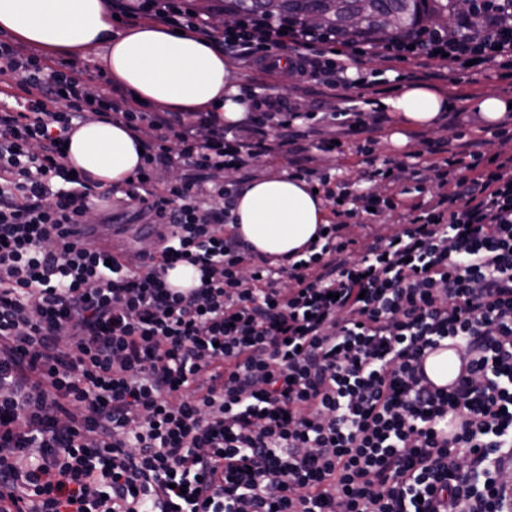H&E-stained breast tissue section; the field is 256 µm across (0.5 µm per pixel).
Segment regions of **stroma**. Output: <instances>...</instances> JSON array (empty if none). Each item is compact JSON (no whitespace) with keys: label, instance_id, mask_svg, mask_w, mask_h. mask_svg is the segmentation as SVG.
Masks as SVG:
<instances>
[{"label":"stroma","instance_id":"stroma-1","mask_svg":"<svg viewBox=\"0 0 512 512\" xmlns=\"http://www.w3.org/2000/svg\"><path fill=\"white\" fill-rule=\"evenodd\" d=\"M364 77L375 78L377 85L372 90H362L366 98L367 112L378 111L381 99L395 95L410 85L407 73H414L421 83L435 87L448 96L467 100L470 97L485 94L512 95V69H486L475 67L465 72L462 82L453 86L448 84L443 71L437 68L412 67L402 62L396 72H389L379 59H364L356 64ZM234 75L244 89L261 88L264 96L271 100L296 108L307 113L303 122V135L298 138V147L304 148L312 159V167L319 173L337 179L345 177L358 178L362 173L381 167L384 159L391 158L402 161L407 166L406 175L409 181L423 177L421 166L417 165L415 156L419 153H432L434 159L447 157L448 153H460L461 140L482 139L481 124L464 108H457L448 114L444 125L437 128L420 129L410 134L409 142L403 149L392 148L389 137L391 127L387 118H380L372 137L375 141L374 150L367 156H353L348 152L353 143L351 136L344 134L340 125L326 119V112L332 111V90L313 82H305L298 78L281 73L274 76L264 74L258 66L234 62ZM339 139L341 146L329 151L316 150L315 145L322 139Z\"/></svg>","mask_w":512,"mask_h":512}]
</instances>
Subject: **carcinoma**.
I'll return each mask as SVG.
<instances>
[{"label":"carcinoma","mask_w":512,"mask_h":512,"mask_svg":"<svg viewBox=\"0 0 512 512\" xmlns=\"http://www.w3.org/2000/svg\"><path fill=\"white\" fill-rule=\"evenodd\" d=\"M310 11L320 14V27L342 40L416 36L428 28L448 29L459 15L454 0H224V13L259 14L294 23Z\"/></svg>","instance_id":"1"}]
</instances>
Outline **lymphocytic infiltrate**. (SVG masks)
Returning a JSON list of instances; mask_svg holds the SVG:
<instances>
[{"label":"lymphocytic infiltrate","instance_id":"lymphocytic-infiltrate-1","mask_svg":"<svg viewBox=\"0 0 512 512\" xmlns=\"http://www.w3.org/2000/svg\"><path fill=\"white\" fill-rule=\"evenodd\" d=\"M225 55L332 89L369 56L512 68V5L456 32L337 43L257 15L233 26L187 0H107ZM253 128L213 112H142L86 60L38 62L0 40V512H512V113L493 155L425 166L408 184L384 160L358 182L294 161L330 207L327 233L288 266L255 257L230 225L222 175L291 145L301 115L246 95ZM123 123L146 144L127 205L169 225L150 261L111 262L70 227L104 195L65 162L75 125ZM392 229L359 243L354 228ZM201 269L168 288L176 263ZM457 340L452 387L418 366ZM200 276L198 267L188 263H177L168 270L166 281L171 288H197L201 284Z\"/></svg>","mask_w":512,"mask_h":512}]
</instances>
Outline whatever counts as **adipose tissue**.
<instances>
[{
  "instance_id": "1",
  "label": "adipose tissue",
  "mask_w": 512,
  "mask_h": 512,
  "mask_svg": "<svg viewBox=\"0 0 512 512\" xmlns=\"http://www.w3.org/2000/svg\"><path fill=\"white\" fill-rule=\"evenodd\" d=\"M0 34L54 59L95 61L103 74L140 103L172 112H214L227 125L247 122L248 108L233 66L207 38L142 22L119 26L104 0H0ZM390 142L444 124L455 100L423 85L385 99ZM67 164L103 188L121 190L144 164L143 140L123 125L89 122L70 133ZM236 235L272 264L298 261L327 223V205L303 180L266 174L240 184L230 210Z\"/></svg>"
}]
</instances>
